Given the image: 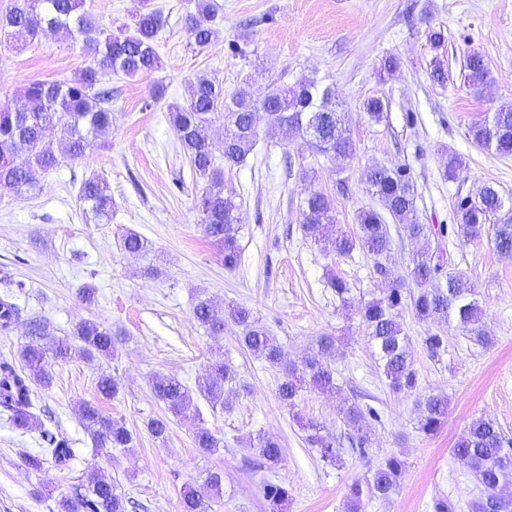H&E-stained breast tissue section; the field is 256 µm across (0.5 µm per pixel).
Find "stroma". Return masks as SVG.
<instances>
[{"mask_svg":"<svg viewBox=\"0 0 512 512\" xmlns=\"http://www.w3.org/2000/svg\"><path fill=\"white\" fill-rule=\"evenodd\" d=\"M152 3L165 17L161 67L112 79L117 93L108 147L62 160L40 177L38 194L0 190V269L26 284L17 298L23 319L0 336V356H16L35 340L28 323L34 316L47 326L38 339L47 346L69 339L82 319L99 320L120 334L114 357L73 351L68 360H50L48 384L33 386L39 405L51 413L50 429L75 450L68 467L48 460L40 470L29 469L26 458L41 448L38 432L19 431L0 414V512H60V500L74 497L95 469L119 484L127 512H181L182 487L201 484L211 472L221 473L224 486L211 512H269L266 479L287 486V512H344L349 485L392 453L407 462L400 485L390 497L369 502L367 512H433L440 499L472 512L478 482L452 448L479 417L494 420L512 439V256L496 251L489 231L450 246L448 263L474 283L493 343L477 344L448 325L443 349L429 352L422 342L429 324L404 310L418 385L414 393L396 394L356 313L377 286L370 261L358 250L349 257L324 253L305 239L301 205L308 191L334 193L337 180L348 178L349 194L336 199V222L355 230L357 212L378 205L360 181L362 170L391 163L408 166L424 224H451L456 200L483 183L512 194V155L482 150L468 136L472 123L512 102V0H215L217 35L202 49L184 26L194 0ZM432 28L446 38L449 80L443 88L427 74L432 52L426 34ZM473 50L492 71L491 84L478 94L463 77L464 58ZM390 55L402 65L381 75ZM84 64L81 44L49 32L28 47L1 37L0 104L19 103L30 81L70 78ZM201 74L219 80L225 93L243 89L255 99L270 84L316 76L334 91L356 145V159L343 167L314 157L301 139L264 136L243 165L225 171L224 193L239 204L242 225L241 264L231 272L221 248L203 233L195 202L206 182L191 174L169 121L171 108L186 103L190 81ZM158 86L163 97L149 105ZM371 97L387 103L382 122L369 121L362 110ZM451 152L466 165L448 181L442 171ZM287 155L293 168L284 164ZM94 174L110 186L111 220L96 217L77 198L82 179ZM128 230L148 240V254L120 249ZM151 263L161 276L141 277ZM332 272L348 280L350 307H342L328 287ZM88 283L97 289L90 305L78 295ZM201 293L219 309L231 303L251 308L291 360L317 337H336L331 365L338 392H306L294 406L281 404L276 370L239 344L235 325L213 334L194 319ZM216 359L231 363L241 383L230 408L198 400L194 415L170 422L166 439L152 437L147 422L165 414L153 379L173 375L191 386ZM103 373L118 380L117 397L98 394ZM432 393L447 395L448 418L426 434L417 427V400ZM86 402L121 421L133 434L132 446L94 449L79 418ZM353 402L379 414L370 442L362 450L344 447L340 465L326 464L307 443L303 424L343 436L339 410ZM199 427L220 438L221 448L211 454L195 448ZM259 432L283 449L270 472L258 469V452L247 443Z\"/></svg>","mask_w":512,"mask_h":512,"instance_id":"stroma-1","label":"stroma"}]
</instances>
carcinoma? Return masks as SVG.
Masks as SVG:
<instances>
[{
	"mask_svg": "<svg viewBox=\"0 0 512 512\" xmlns=\"http://www.w3.org/2000/svg\"><path fill=\"white\" fill-rule=\"evenodd\" d=\"M85 0H14L9 11L0 16V33L24 43L36 40L50 30L63 41L82 42L89 56L87 64L71 79L33 80L23 90V97L32 104L28 112L8 106L0 108V190L16 194H34L38 188L36 171L48 174L61 159L78 160L96 147H103L112 133V88L105 83L109 76L134 77L157 69L160 65L158 34L165 20L161 11L148 6L114 34L99 27L91 11L84 8ZM216 5L211 0H196L195 10L185 18L186 29L194 44L204 48L216 34ZM427 42L434 55L430 61V78L443 86L448 82V62L445 60V37L440 31L427 33ZM464 82L475 91L487 87L492 80L489 63L479 52L468 53L463 66ZM262 111L266 117L265 135L288 140H306L316 154L334 160L350 162L355 156V144L330 87L314 76H302L291 85L270 86L263 100L257 102L244 91L233 95L215 78L197 76L189 85L185 105L170 110V122L180 148L195 174L208 181L197 202L205 236L224 246V268L233 270L241 263L238 242L240 205L224 195V170L239 166L253 153L260 139V130L253 116ZM370 121L384 118L387 103L373 97L363 103ZM222 121L224 139L215 143L209 129ZM473 143L499 155H512V103L499 105L487 120L469 130ZM366 190L377 197L383 211L361 209L356 215L357 232L351 234L336 227L335 198L323 191H312L304 200L301 230L305 238L321 245L326 253L348 256L361 250L372 262L378 288L376 294L360 309L376 359L389 388L395 393L416 389L417 375L413 367L410 336L400 322L401 312L412 311L416 319L438 326L456 324L472 340L489 345L491 337L482 325L483 308L474 284L468 277L460 278L445 271L440 256L419 252L412 259L407 278L392 276L388 266L392 238L387 219L398 224L397 232L411 240L427 239L431 235L447 237V232L462 241L478 239L486 226L494 227L497 251L512 254V195L506 196L496 186L487 183L475 192L457 200L454 206L456 223L447 228L420 222L416 206L414 183L404 165H376L362 174ZM79 200L98 216L112 217V194L107 181L91 176L82 181ZM120 247L131 254L149 251L148 241L135 232L122 235ZM0 335L6 336L21 320V309L13 302L15 290L24 283L10 274L0 277ZM193 313L201 326L211 333L224 331L229 320L239 329L237 340L254 356L278 371L277 394L280 402L294 406L304 391L334 393L336 371L329 359L336 352V338L321 336L299 363L285 360L282 346L245 305L231 304L218 313L211 299L196 298ZM72 335L87 355L112 357L118 340L112 332L94 320H82ZM71 346L61 342L48 350L32 342L25 345L19 356L23 368L6 356L0 358V413L23 432L36 430L43 441L42 456L27 458L28 466L39 468L42 458L49 457L63 466L74 456L70 442L45 428L41 415L45 413L32 394L29 382H49L47 355L56 360L70 356ZM101 395L115 397L120 390L117 379L103 375L97 382ZM239 388L238 374L228 362L214 363L196 382L188 387L176 377L155 380L152 390L163 402L168 414L182 418L197 410L194 396L212 407H229V397ZM345 426L352 432L359 448L370 442V425L365 411L357 404L340 409ZM448 418V397L428 395L420 402L418 428L426 433L437 431ZM82 419L97 448H128L132 433L121 422L102 414L98 407L86 404ZM308 443L324 462L341 461L340 444L321 427L307 422ZM195 447L214 452L220 440L207 428L198 429ZM249 445L258 449L265 465L273 468L282 460V448L270 437L257 433L249 437ZM453 453L467 461L481 486V496L473 504L474 512H512V495L505 489L512 486V440L505 437L493 420L478 418L457 440ZM405 466L396 455L380 462L365 481L354 482L346 497V512H363L365 504L382 499L396 491ZM223 479L209 473L203 483L186 485L181 492L182 512H209L211 504L220 499ZM263 494L269 512H286L289 492L284 484L266 483ZM127 501L112 480L93 474L77 498L65 499L61 512H127Z\"/></svg>",
	"mask_w": 512,
	"mask_h": 512,
	"instance_id": "cac0c4a2",
	"label": "carcinoma"
}]
</instances>
